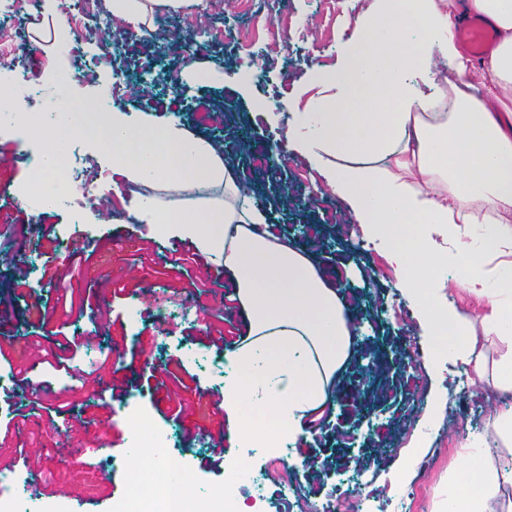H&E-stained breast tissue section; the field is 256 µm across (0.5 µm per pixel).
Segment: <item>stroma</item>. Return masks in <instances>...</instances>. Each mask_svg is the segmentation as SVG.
Returning a JSON list of instances; mask_svg holds the SVG:
<instances>
[{"label": "stroma", "instance_id": "stroma-1", "mask_svg": "<svg viewBox=\"0 0 512 512\" xmlns=\"http://www.w3.org/2000/svg\"><path fill=\"white\" fill-rule=\"evenodd\" d=\"M262 13L246 18L262 41L286 44L287 59L254 57L251 49L235 40H194L192 52L182 46L158 47L126 38L115 26L108 10L83 17L82 26L94 44L112 43V55L122 68L121 107L128 112L149 111L154 119L178 117L197 136L224 146L229 165L254 181L266 202L275 234L306 247L316 262L347 299L355 300L357 321L363 334L343 377L345 386L329 409L322 431L313 432L296 447L280 454L263 453L257 465L287 467L289 458L319 461V471H294L296 491L304 502L303 512H322L328 489L353 474L355 483L349 500L336 504V512H351L353 500H371V512H394L399 495L417 491L411 512H434L445 479L461 461L460 445L465 437L482 434L496 399L493 391L460 384L461 374L449 359L430 352L432 338L418 309L396 287L398 275L385 258L384 246L371 240L362 225L349 221L345 203L322 191L323 181L307 161L288 152L271 162L268 146L283 138L288 115L278 112L269 124L254 112L256 99H287L304 85L313 64L335 65L353 31V17L334 14L331 28L335 42L321 50V31L311 28L307 38L296 30H284L279 13L305 21L316 7L330 10V0H261ZM57 0H43L40 10L12 16L19 33L18 51L31 76L39 80L38 101L32 112H41L56 102L58 91L47 73L57 63L49 44H36V31L45 12L58 9ZM164 55L170 78L156 84L147 69L157 55ZM192 66L214 69V80L206 85L189 81ZM241 69L255 73L249 89H240L228 77ZM225 112L223 122L208 118L198 103ZM33 143L25 135L0 138V225L27 221V236L37 246L39 266L63 270L71 255L62 245L71 229V217L61 208L34 213L16 196L19 185L31 176L28 154ZM137 194L123 178L107 181L104 203L113 220L100 232L79 242L88 261L72 280L74 296H89L91 308L66 312L62 292L41 274L30 283L37 292L17 297L12 283V244L0 238L5 257L0 260V334L9 338L5 347L15 368L27 369L33 383H49L52 391L43 397V407L22 425L27 450L51 446L67 438L80 451L94 456L83 469H76L75 456L41 457L32 479L46 501L77 503L80 512H109L114 499L122 497L130 478L129 469L105 475L108 460L126 461V436L130 424L122 408L128 397L138 399L152 423L173 433L184 462L197 476L199 497L223 488L230 475L238 473L243 449L228 447L220 465L208 458L216 443L228 441L234 416L223 411L224 377L220 362L234 350L233 339L246 333V323L237 303H223L221 295L229 283L223 270L203 264L184 275H144L136 261L164 263L180 256L190 241L176 231L158 236L149 225L133 216ZM212 276L207 294H196V281ZM179 300L191 311L189 317L165 319L166 298ZM137 306V320H130V306ZM223 331L229 341L216 346L214 331ZM96 337L101 348L114 352L111 365L100 372V383L76 388L55 368L59 349L56 339ZM203 355L202 363L179 361L178 344ZM179 370L183 387H176L169 373ZM150 387H143V378ZM78 396L80 419L59 413L62 402Z\"/></svg>", "mask_w": 512, "mask_h": 512}]
</instances>
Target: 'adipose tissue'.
Listing matches in <instances>:
<instances>
[{
	"mask_svg": "<svg viewBox=\"0 0 512 512\" xmlns=\"http://www.w3.org/2000/svg\"><path fill=\"white\" fill-rule=\"evenodd\" d=\"M198 0H107L113 18L145 41L154 17ZM497 29L490 61L458 46L457 0H372L353 20L340 63L311 65L307 93L289 98L288 136L318 168L387 257L422 310L432 352L471 379L512 393V0H467ZM457 81L438 85L435 58ZM67 126L26 135L41 143L40 169L58 172L72 138L94 137L112 172L133 185L186 196L177 208L137 201L160 233L179 226L236 286L247 335L233 351L224 405L239 414L241 442L271 450L310 435L330 405L359 334L354 311L303 247L268 230L262 206L220 151L170 118L156 123L100 99L84 100ZM485 302L471 316L448 307L444 273ZM491 453L465 439L438 512H512V406L494 411Z\"/></svg>",
	"mask_w": 512,
	"mask_h": 512,
	"instance_id": "obj_1",
	"label": "adipose tissue"
}]
</instances>
